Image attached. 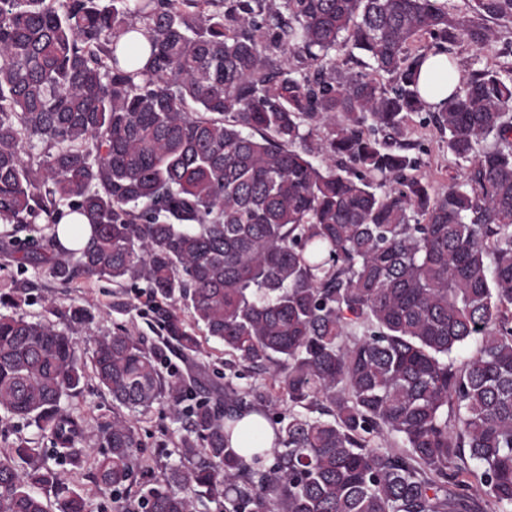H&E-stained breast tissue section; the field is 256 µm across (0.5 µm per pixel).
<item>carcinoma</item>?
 Masks as SVG:
<instances>
[{"mask_svg": "<svg viewBox=\"0 0 512 512\" xmlns=\"http://www.w3.org/2000/svg\"><path fill=\"white\" fill-rule=\"evenodd\" d=\"M280 2L0 0V223L44 224L57 249L18 263L142 281L180 353L213 339L269 380L172 379L145 337H97L117 409L91 459L63 407L85 378L74 331L0 312V410L118 494L142 469L138 416L167 401L178 460L121 512H512V70L437 105L419 88L429 55L491 46L512 0ZM138 24L143 68L121 42ZM421 112L466 163L442 192L401 139ZM66 209L83 247L58 244ZM252 410L270 450L232 446ZM42 490L89 512L43 449L0 451V512H49Z\"/></svg>", "mask_w": 512, "mask_h": 512, "instance_id": "obj_1", "label": "carcinoma"}]
</instances>
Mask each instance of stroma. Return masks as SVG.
I'll use <instances>...</instances> for the list:
<instances>
[{
    "label": "stroma",
    "mask_w": 512,
    "mask_h": 512,
    "mask_svg": "<svg viewBox=\"0 0 512 512\" xmlns=\"http://www.w3.org/2000/svg\"><path fill=\"white\" fill-rule=\"evenodd\" d=\"M491 26L497 34L492 47L484 48L466 41L455 46L454 55L462 74H470L472 69L485 65L501 69L512 67V54L505 52L506 46L512 45V22L495 20ZM405 138L420 159L421 173L436 190H445L451 178L463 174V165L454 160L445 138L424 115L413 116ZM0 298L10 301L11 310L17 315L29 320H47L61 329L72 327L71 306L89 307L92 320L75 329L78 356L84 365H91L93 361L95 338L111 334L114 327L120 325L150 337L166 375L179 376L188 369L187 361L177 348L167 344L163 332L152 327L143 282L126 281L118 285L105 277L67 284L53 275L50 264L23 267L16 262L14 251L0 250ZM68 406L84 415L87 429L82 446L88 454H97L98 429L112 419L111 395L101 390L90 375L85 379L82 393L69 400ZM138 428L145 474L136 477L129 487L126 498L131 500L137 498L145 479H162L176 442V425L167 404L155 405L141 417ZM58 470L67 482L84 489L91 512H119L123 500L117 499L112 491L96 487L91 470L76 473L66 464L59 465Z\"/></svg>",
    "instance_id": "obj_1"
}]
</instances>
